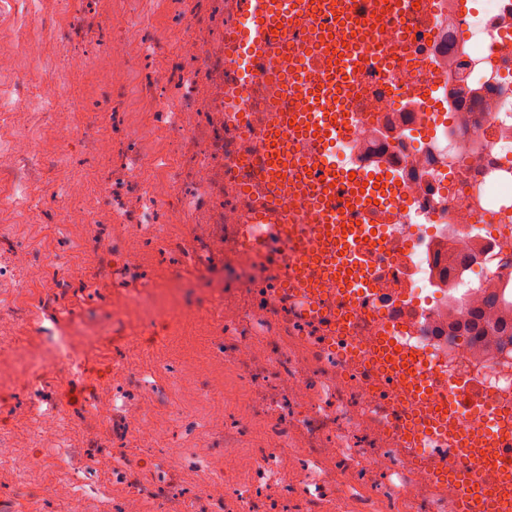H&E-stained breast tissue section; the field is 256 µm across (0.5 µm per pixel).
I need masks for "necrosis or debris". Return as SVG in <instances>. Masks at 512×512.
<instances>
[{"label":"necrosis or debris","instance_id":"1","mask_svg":"<svg viewBox=\"0 0 512 512\" xmlns=\"http://www.w3.org/2000/svg\"><path fill=\"white\" fill-rule=\"evenodd\" d=\"M182 2L181 38L169 51L149 16L117 23L99 13L97 0H61L72 27L54 63L0 91V185L9 188L0 196V324L19 328L0 336V356L26 355L14 381L30 394L28 437L57 450L16 465L14 492L0 493V512H15L19 499L40 512L64 471L73 491L58 512H98L104 486L76 469L79 450L65 437L91 418L105 428L99 445L111 449L112 483L122 490L112 512H462L454 483L441 477L458 465L451 442L437 432L404 438L412 404L374 369L371 352L392 331L404 351L432 365L436 385L470 381L512 406V361H500L492 339L448 342L457 298L512 285V0H485L478 9L418 0L375 38L376 54L350 101L360 118L334 150L343 167L395 174L400 187L375 215L390 248L376 255L349 334L320 313L332 305L329 283L318 281L313 293L288 287L273 258L280 242L294 248L307 240L317 212L292 194L283 205L287 233L246 220L252 201L241 186L257 174L243 159L265 145L268 90L256 74L246 121L223 107V90L236 80L223 40L234 0ZM0 20L20 37L50 31L41 0H0ZM131 30L138 34L133 64L152 71L149 117L167 139L165 151L144 154L127 129L92 174L58 164L39 127L61 153L113 133L122 117L118 80L100 58L122 48ZM90 69L106 91L92 108L64 93L67 76ZM174 97L180 110L170 107ZM75 111L86 121L63 122ZM157 167L170 175L163 195L151 177ZM43 175L42 195L33 182ZM29 212L37 223L26 222ZM108 218L172 256L169 277L148 280L112 311V332L101 337L120 374L111 398L92 390L80 403L47 408L44 391L83 381L94 358L72 342L81 318L69 284L141 270L139 253L103 233ZM58 224L95 232L74 250L44 251ZM174 224L182 235L171 233ZM21 247L37 257L24 270L14 262ZM452 248L476 253L478 283L452 269ZM48 282L50 295L41 289ZM183 283L208 284L206 298L183 302ZM192 319L205 321L207 352L224 361L219 406L205 384L193 404L172 405L166 386L145 384L129 362L134 350L158 343V326ZM133 391L138 400H128ZM216 407L224 415V465L190 490L181 434L207 436Z\"/></svg>","mask_w":512,"mask_h":512}]
</instances>
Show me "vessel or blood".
I'll use <instances>...</instances> for the list:
<instances>
[{"label":"vessel or blood","instance_id":"b4317fda","mask_svg":"<svg viewBox=\"0 0 512 512\" xmlns=\"http://www.w3.org/2000/svg\"><path fill=\"white\" fill-rule=\"evenodd\" d=\"M304 0H239L248 23L232 27L224 34V58L232 65L250 61L258 66L267 81L284 86L288 83V55L275 50L273 38L287 40L298 26L316 33V50L305 66V79L299 87L305 105L299 112H274L270 115V144L263 151L246 155L245 163L257 168L264 181L282 184L289 167L304 168L305 185L314 189L311 200L319 210L321 222L306 247L289 259L293 274L308 276L312 263H319L323 276L338 286V293L348 308H355L363 298L366 273L372 255L365 240L372 235V190L364 189L369 181L366 173L356 176L339 168L327 151L333 138L348 129L354 113H342L338 98L345 78L353 76L370 56V36L386 16V0H318L314 11L303 8ZM345 29L350 33L346 43H336L334 33ZM251 71L240 73L236 83L224 92V107L229 112L249 111ZM312 144L313 154L295 155L292 140ZM251 217L258 224L287 225L288 214L276 201L261 199L253 205ZM396 376L411 400L418 405L433 404L436 416L423 420L424 428L446 430L458 405L472 402L480 405L484 423H503L512 410L484 402L472 390L449 384L447 398L432 391L427 366L421 359L399 353L390 337L380 339ZM450 440L462 462L453 478L460 490L463 512H473L483 503L485 512H512V502L489 500L479 489L475 478L478 467L496 466L502 453L501 435L489 434L475 440L467 433H452Z\"/></svg>","mask_w":512,"mask_h":512}]
</instances>
